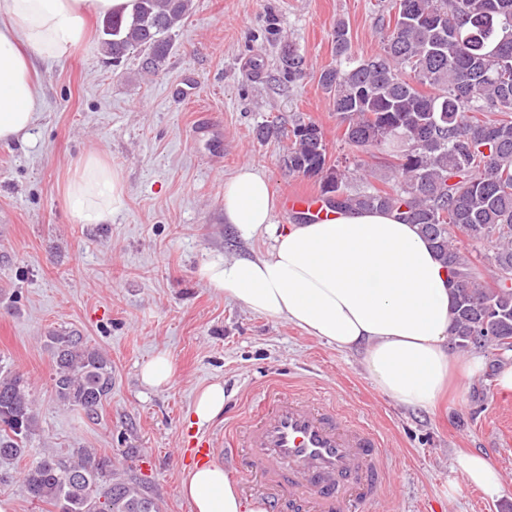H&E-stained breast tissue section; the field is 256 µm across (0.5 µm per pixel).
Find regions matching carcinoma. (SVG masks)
<instances>
[{"mask_svg":"<svg viewBox=\"0 0 512 512\" xmlns=\"http://www.w3.org/2000/svg\"><path fill=\"white\" fill-rule=\"evenodd\" d=\"M392 8L383 48L368 57L351 52L348 27L337 21L336 65L320 75L345 143L393 147L392 187L352 190L351 173L327 165L322 129L311 121L295 120L285 163L293 174L319 179L336 213L385 210L419 225L458 283L451 342L460 351L492 350L494 372L512 352L503 342L512 338V0H393ZM190 9L191 0H136L130 16L101 20L104 52L114 63L150 55L145 70L156 72ZM305 66L288 47L284 77L295 80ZM459 232L487 253L472 255ZM45 339L55 400L97 417L112 393V361L77 333L51 330ZM35 428L27 380L0 371V462L28 456ZM102 459L91 448L77 449L68 463L45 454L28 464L23 481L54 512H159L154 498L113 469L99 472Z\"/></svg>","mask_w":512,"mask_h":512,"instance_id":"1","label":"carcinoma"}]
</instances>
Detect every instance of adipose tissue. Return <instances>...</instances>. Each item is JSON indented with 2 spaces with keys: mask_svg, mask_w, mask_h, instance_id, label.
I'll return each mask as SVG.
<instances>
[{
  "mask_svg": "<svg viewBox=\"0 0 512 512\" xmlns=\"http://www.w3.org/2000/svg\"><path fill=\"white\" fill-rule=\"evenodd\" d=\"M134 8L135 0H0V143L38 119L37 64L85 44L89 15H128ZM63 200L75 223L102 224L123 208L124 186L91 152L75 163ZM275 210L267 179L252 166L225 182V223L247 237L267 233L273 245L262 257L204 263L198 274L218 294L336 349L360 351L378 390L407 408H434L452 386L482 372V355L448 350L456 282L416 225L376 210L279 225ZM456 466L488 496L500 492L499 473L486 455H459ZM181 492L195 512H262L245 509L235 482L215 463L189 469Z\"/></svg>",
  "mask_w": 512,
  "mask_h": 512,
  "instance_id": "1",
  "label": "adipose tissue"
}]
</instances>
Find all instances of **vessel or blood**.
<instances>
[{"mask_svg": "<svg viewBox=\"0 0 512 512\" xmlns=\"http://www.w3.org/2000/svg\"><path fill=\"white\" fill-rule=\"evenodd\" d=\"M287 208L328 217L323 200L308 191L290 192ZM258 402L243 450L225 447L214 433L190 435L196 457L235 472L260 474L278 491L270 512H346L355 500H373L398 479L399 464L364 421L340 413L334 403L315 408L301 391L272 390Z\"/></svg>", "mask_w": 512, "mask_h": 512, "instance_id": "b4317fda", "label": "vessel or blood"}]
</instances>
